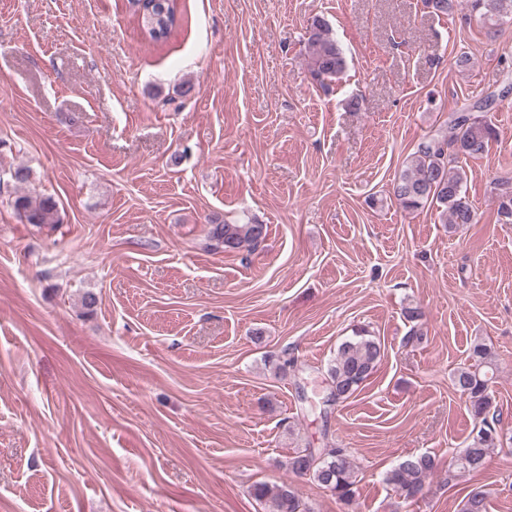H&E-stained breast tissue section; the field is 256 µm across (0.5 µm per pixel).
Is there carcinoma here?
I'll list each match as a JSON object with an SVG mask.
<instances>
[{"mask_svg": "<svg viewBox=\"0 0 512 512\" xmlns=\"http://www.w3.org/2000/svg\"><path fill=\"white\" fill-rule=\"evenodd\" d=\"M135 14L145 37L158 44L167 40L178 22L177 0H132ZM426 6L437 16H448L460 9L479 18L488 38L494 39L505 24H512V0H426ZM306 54L312 80L321 84L344 71L345 54L327 23L316 19L306 39ZM494 99L487 95L452 113L448 133L421 143L392 184L391 195L404 210H415L426 204L437 207L441 217L453 229L475 221V211L466 189V177L458 161L462 157L484 154L496 138V129L488 119ZM14 191L10 205L18 218L27 224L56 228L62 223L57 200L51 195H33L21 191L32 182L33 171L18 165L10 172ZM498 215L512 223V180L499 183ZM264 224H209L208 238L215 248L226 252L253 250L263 240ZM384 351L381 343L366 329L353 331L339 345L336 357L326 370L330 397L339 401L352 396L377 371ZM470 363L452 374V385L469 401L473 416L479 419L477 433L459 455L448 463V482L452 483L480 470L487 454L503 444L499 431L501 419L494 406L491 383L494 355L484 343L475 342L470 349ZM435 456L422 453L406 456L386 473L385 481L406 500L423 495L429 478L435 473ZM288 469L306 475L320 487L329 490L343 503L355 498V469L343 448H304L291 456ZM252 494L270 502L272 512H307L288 485L258 484ZM461 512H487V492L480 486L467 494Z\"/></svg>", "mask_w": 512, "mask_h": 512, "instance_id": "1", "label": "carcinoma"}]
</instances>
